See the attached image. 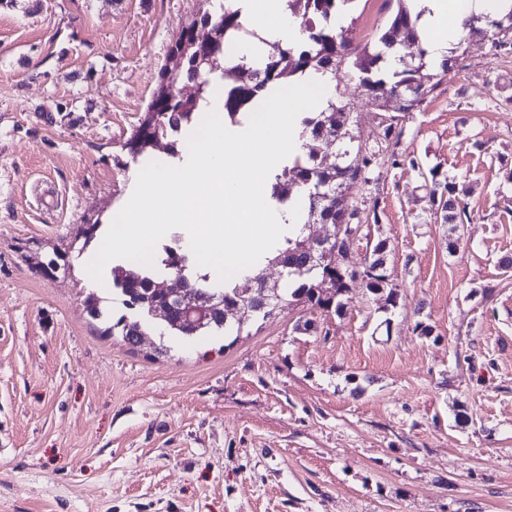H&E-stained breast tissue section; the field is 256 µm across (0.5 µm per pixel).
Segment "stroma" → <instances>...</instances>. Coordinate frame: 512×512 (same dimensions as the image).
<instances>
[{
    "instance_id": "35a3bbf8",
    "label": "stroma",
    "mask_w": 512,
    "mask_h": 512,
    "mask_svg": "<svg viewBox=\"0 0 512 512\" xmlns=\"http://www.w3.org/2000/svg\"><path fill=\"white\" fill-rule=\"evenodd\" d=\"M225 2L0 5V512H512L511 33L471 36L402 124L398 153L470 189L457 252L410 167L348 199L379 224L342 264L386 240L395 308L355 283L339 317L286 302L236 337L140 347L87 314L113 295L84 257L191 131L126 143L183 26ZM396 9L355 0V45ZM336 98L371 137L357 77Z\"/></svg>"
}]
</instances>
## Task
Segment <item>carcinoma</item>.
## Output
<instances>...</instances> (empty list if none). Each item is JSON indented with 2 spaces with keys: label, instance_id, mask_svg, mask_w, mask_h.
Returning <instances> with one entry per match:
<instances>
[{
  "label": "carcinoma",
  "instance_id": "1",
  "mask_svg": "<svg viewBox=\"0 0 512 512\" xmlns=\"http://www.w3.org/2000/svg\"><path fill=\"white\" fill-rule=\"evenodd\" d=\"M352 0H287L288 10L300 19L299 38L286 45L274 43L271 50L257 66L241 62L230 68L237 76L236 82L224 92V113L230 121H236L240 111L253 103L264 91L289 81L296 75L330 73L338 79L352 72L359 74L360 85L372 102L387 96H398L402 100L398 111L381 115L377 124V135L372 143L353 144L349 126L352 113L342 103H330L321 112H310L301 118V136L309 139L308 152L303 159H296L292 165L283 167L273 177L270 199L284 204L292 197L304 200L305 223L298 233L285 239L284 247L275 254L265 257V262L285 261V282L279 286V294L288 301L303 303L321 310L328 315H340L344 304L341 297L348 292L350 283L361 281L373 294L387 291L386 304L394 307L398 293L389 287L386 268V240L373 243L361 269L348 271L342 266L326 263L322 266L306 265V257L301 251L305 240L306 225L341 224L358 228L362 225L361 211L348 205V192L360 185H368L378 172L383 154L402 133L401 121L406 114L419 106L432 90L434 74L427 62V51L419 47L415 58L405 61L397 56L398 37L409 36L418 40L417 23L419 14L407 4L398 0V9L390 17L386 29L375 37L371 45L363 49L353 45L351 26L336 25L333 20L345 18V7ZM465 26L473 33L484 31H512V8L501 15L471 16ZM192 34L200 40L206 54L224 53V46L232 38L248 33L243 24L240 10L227 6L219 14H205L199 22L192 23ZM206 64L192 56L185 60L178 71L163 69L158 76L157 87L166 91L153 99L147 106L141 123L127 142L131 155L137 156L148 147L149 142L159 135L164 139L181 132L196 120L200 111L204 92L210 85L205 74ZM195 79L198 91L195 97L184 102L177 96L180 85ZM338 147L336 165L327 167L321 157V146ZM355 154L357 162L348 161ZM391 166L409 164L420 171L424 186L429 189L435 205L434 216L443 224L451 225L457 232L467 216L462 191L455 181L442 175L439 167L423 169L414 157H401L390 153ZM323 194V203L314 210L312 195ZM165 257L160 265L167 271L180 264L187 254L180 248L169 246L164 250ZM112 285L121 297L124 308L133 316L125 314L117 318L106 329L111 334L119 330L123 340L134 346L135 336L144 332L149 318L151 303L158 297L151 282L157 277L155 269L137 265H115L111 269ZM194 292L200 297H217L224 302V311L211 315V318L196 326L180 321L181 307L173 303L172 321L162 325L159 335L196 336L204 332L227 331L242 323L230 317L225 311L242 303L239 288L209 281L204 276L190 279Z\"/></svg>",
  "mask_w": 512,
  "mask_h": 512
}]
</instances>
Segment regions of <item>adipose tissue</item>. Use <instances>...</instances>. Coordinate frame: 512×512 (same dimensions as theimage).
<instances>
[{
    "label": "adipose tissue",
    "instance_id": "1",
    "mask_svg": "<svg viewBox=\"0 0 512 512\" xmlns=\"http://www.w3.org/2000/svg\"><path fill=\"white\" fill-rule=\"evenodd\" d=\"M253 37L232 43V58L260 60L267 43L288 42L298 35V23L285 10L284 0H242ZM494 0H420L424 13L420 34L434 63H442L449 48L467 33L464 21L491 10Z\"/></svg>",
    "mask_w": 512,
    "mask_h": 512
}]
</instances>
